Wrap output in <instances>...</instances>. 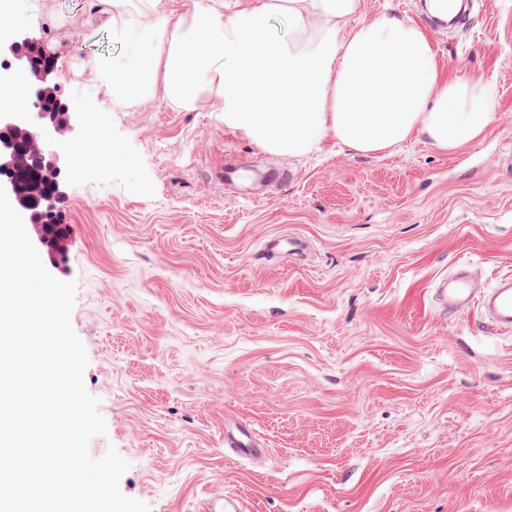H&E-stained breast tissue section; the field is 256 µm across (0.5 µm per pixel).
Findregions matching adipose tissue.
I'll list each match as a JSON object with an SVG mask.
<instances>
[{
    "label": "adipose tissue",
    "mask_w": 512,
    "mask_h": 512,
    "mask_svg": "<svg viewBox=\"0 0 512 512\" xmlns=\"http://www.w3.org/2000/svg\"><path fill=\"white\" fill-rule=\"evenodd\" d=\"M360 0H95L121 51L102 77L113 96L215 107L260 149L300 157L327 136L358 155L420 139L444 152L497 119L484 77L449 75L427 30L385 13L354 23ZM282 16L288 32L276 35Z\"/></svg>",
    "instance_id": "1"
}]
</instances>
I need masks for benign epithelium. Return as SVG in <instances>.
I'll return each mask as SVG.
<instances>
[{
	"label": "benign epithelium",
	"mask_w": 512,
	"mask_h": 512,
	"mask_svg": "<svg viewBox=\"0 0 512 512\" xmlns=\"http://www.w3.org/2000/svg\"><path fill=\"white\" fill-rule=\"evenodd\" d=\"M7 50L13 61H1L0 71L9 70L16 61L31 70L34 80L27 89L28 110L17 111L0 104V174L3 175L0 185L5 188L13 207L31 224L36 242L47 248L53 257L62 258L67 253L69 238L48 236L43 216L53 213L66 198L63 172L70 161L71 147L62 136L74 130L73 116L70 112L49 113L42 109V99L51 90L50 81L56 75V69L39 64L49 53L21 35L12 39ZM33 171L52 188L43 198L41 214L31 211L21 201L24 194L37 195L36 186L20 183L22 177Z\"/></svg>",
	"instance_id": "7a95c632"
}]
</instances>
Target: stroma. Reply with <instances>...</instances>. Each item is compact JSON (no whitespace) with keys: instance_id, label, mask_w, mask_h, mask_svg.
Returning a JSON list of instances; mask_svg holds the SVG:
<instances>
[{"instance_id":"35a3bbf8","label":"stroma","mask_w":512,"mask_h":512,"mask_svg":"<svg viewBox=\"0 0 512 512\" xmlns=\"http://www.w3.org/2000/svg\"><path fill=\"white\" fill-rule=\"evenodd\" d=\"M0 23L56 58L65 104L105 112L131 162L67 168L64 259L88 392L150 512H512V332L432 302L465 267L512 273V0L431 32L448 71L497 85L498 119L452 153L409 140L359 156L267 153L209 108L111 97L119 51L92 0H27ZM233 157L270 185H218ZM284 249L271 254L270 239ZM253 431L264 452L225 436Z\"/></svg>"}]
</instances>
